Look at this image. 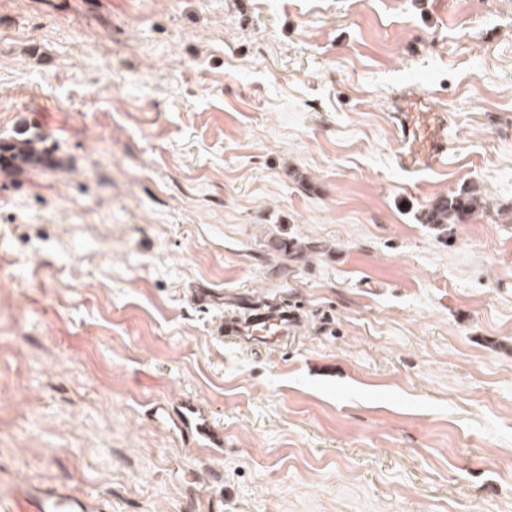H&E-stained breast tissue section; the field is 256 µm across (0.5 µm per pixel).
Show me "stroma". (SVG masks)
Instances as JSON below:
<instances>
[{"label": "stroma", "instance_id": "35a3bbf8", "mask_svg": "<svg viewBox=\"0 0 512 512\" xmlns=\"http://www.w3.org/2000/svg\"><path fill=\"white\" fill-rule=\"evenodd\" d=\"M481 2L0 0V139L54 162L0 175V512H512V0ZM464 187L485 213L424 223ZM252 301L301 304L288 347L224 339ZM85 505L64 487H25L14 499L15 512H84Z\"/></svg>", "mask_w": 512, "mask_h": 512}]
</instances>
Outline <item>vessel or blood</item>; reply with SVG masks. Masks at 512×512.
Masks as SVG:
<instances>
[{
	"label": "vessel or blood",
	"instance_id": "1",
	"mask_svg": "<svg viewBox=\"0 0 512 512\" xmlns=\"http://www.w3.org/2000/svg\"><path fill=\"white\" fill-rule=\"evenodd\" d=\"M296 320V312L288 308L255 305L244 314L225 315L224 335L269 349L287 343ZM14 512H85V506L66 488L34 486L16 492Z\"/></svg>",
	"mask_w": 512,
	"mask_h": 512
}]
</instances>
